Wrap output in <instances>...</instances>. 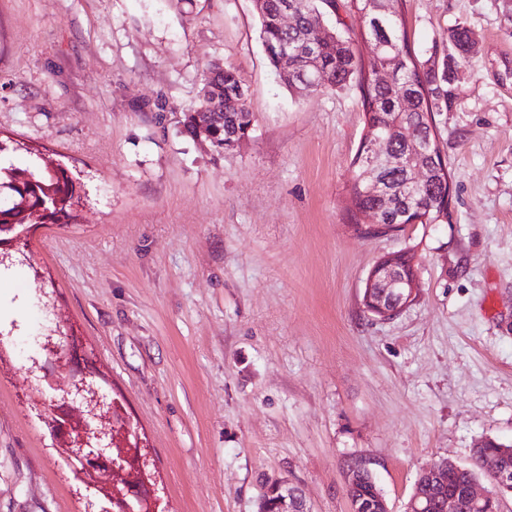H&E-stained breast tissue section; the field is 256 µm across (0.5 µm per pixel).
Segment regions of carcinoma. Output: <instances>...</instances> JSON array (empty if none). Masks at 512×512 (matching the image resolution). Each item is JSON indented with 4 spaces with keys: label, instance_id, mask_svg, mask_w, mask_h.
I'll return each instance as SVG.
<instances>
[{
    "label": "carcinoma",
    "instance_id": "cac0c4a2",
    "mask_svg": "<svg viewBox=\"0 0 512 512\" xmlns=\"http://www.w3.org/2000/svg\"><path fill=\"white\" fill-rule=\"evenodd\" d=\"M296 3L301 8V23L293 30L280 25L283 10ZM260 39L270 64L288 89L297 93H326L359 89L365 124L379 127L383 142L375 156L367 157L359 147L352 161L353 174L347 185L350 224L362 223L368 210H379L382 224H446L451 200L450 177L438 144L434 113L448 111V55L437 57L432 52L426 65L418 64L416 54L400 32L397 18L385 20L376 16L373 0H260L256 4ZM359 16L363 27L361 38L380 51L368 59L357 55L355 40L337 29L333 36L312 53L285 52L288 44L302 47L308 43L309 20H326L338 8ZM448 42L459 57L470 54L468 30L458 25L448 32ZM376 69L393 73L390 81L377 84L370 80ZM320 70L325 75L320 88L303 85L302 75ZM202 89L211 102L224 105V114L206 121L198 110L188 112L184 132L192 138L205 132L214 147L226 152L241 148L251 137L252 113L247 107L246 90L236 70L214 64ZM425 143L421 152L407 147L409 140ZM418 169L422 180L412 182V169ZM75 196V182L61 166H44L17 178V168L0 161V245L15 240L17 234L37 224H68ZM34 268L28 240L18 242L7 251L0 248V269L15 265ZM499 440L485 438L472 449L471 463L453 471L448 485L427 490L431 500L448 495L484 476L494 482L485 468V459L498 453ZM349 481L346 487L354 512H378L382 492L374 476L361 462H347ZM281 492L267 487L258 504V512H278Z\"/></svg>",
    "mask_w": 512,
    "mask_h": 512
}]
</instances>
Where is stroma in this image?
<instances>
[{"label": "stroma", "instance_id": "35a3bbf8", "mask_svg": "<svg viewBox=\"0 0 512 512\" xmlns=\"http://www.w3.org/2000/svg\"><path fill=\"white\" fill-rule=\"evenodd\" d=\"M419 60L465 25L436 113L450 221L350 228L365 134L354 90L288 91L254 0H0V139L15 164L63 163L69 224L39 228L38 273L0 275V512H89L44 424L33 372L58 321L140 437L162 512H258L265 484L352 512L367 462L391 512L418 473L512 444V0H397ZM233 67L254 126L239 150L187 136L205 69ZM413 250L417 300L368 314L382 256Z\"/></svg>", "mask_w": 512, "mask_h": 512}]
</instances>
